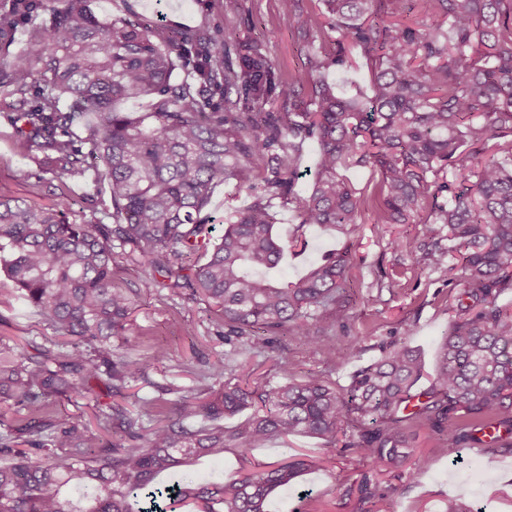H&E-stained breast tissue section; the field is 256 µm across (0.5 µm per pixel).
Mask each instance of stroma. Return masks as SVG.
<instances>
[{"label": "stroma", "instance_id": "1", "mask_svg": "<svg viewBox=\"0 0 512 512\" xmlns=\"http://www.w3.org/2000/svg\"><path fill=\"white\" fill-rule=\"evenodd\" d=\"M100 17H138L153 25L211 34H248L263 40L276 76L284 82L305 81L304 43L299 36L300 20L284 17L279 0H238V8L229 13L224 0H93ZM70 192L78 196L72 220L105 224L112 221L107 185L95 174L71 180L42 172L29 155L24 141L17 136L6 117L0 115V196L20 198L36 205H48L56 196ZM274 233L289 249L273 274L298 279L309 266L332 250L350 248L352 269L350 284L356 300L350 309L348 337L361 341L362 351L343 372L332 369L326 354L288 340L286 352L264 351L248 354L246 360L256 374L275 378L277 361L287 358L306 376H321L338 386L349 384L352 375L379 358L385 348L408 343L418 349L425 372L420 387H427L437 349L450 324L448 314V277L429 266L423 252L395 248L393 240L404 237L409 244L418 239L414 224H377L365 218L355 231L300 225L294 208L279 209ZM193 325L194 336H187L186 325ZM214 316L207 305L191 301L170 288L156 289L136 301L132 315L131 356L145 357L156 344L168 346L171 360L166 367L152 369L147 381L133 383L123 401L136 411L141 399L157 396L160 386L173 383L188 386L190 374L181 372L188 363L206 369L224 357V342L215 336ZM32 308L19 300L0 305V336L10 338L19 347L28 341L49 335ZM415 451L430 456L431 464L416 477L406 470L378 472L371 463L345 451L332 461L322 458L319 439L297 435L288 443H270L253 449L249 457L228 448L223 461L199 459L196 470L206 477L229 478L241 470L258 471L270 462L301 456L310 464L288 491L279 496L277 512H366L358 487L367 484L384 512H443L448 499L458 498L479 512H512V452L490 451L477 444L466 445L458 457L444 454L437 433L430 427L416 429ZM349 477L341 484L337 473ZM497 476L495 483L482 479L483 473Z\"/></svg>", "mask_w": 512, "mask_h": 512}]
</instances>
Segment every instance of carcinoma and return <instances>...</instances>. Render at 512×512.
Instances as JSON below:
<instances>
[{"label":"carcinoma","mask_w":512,"mask_h":512,"mask_svg":"<svg viewBox=\"0 0 512 512\" xmlns=\"http://www.w3.org/2000/svg\"><path fill=\"white\" fill-rule=\"evenodd\" d=\"M55 2L43 19L35 0L0 15V108L44 172L97 170L114 223L69 220L76 201L65 196L48 206L0 197L11 295L56 333L27 353L0 339V404L27 411L0 431V512H271L306 460L228 480L189 465L297 434L320 439L328 458L342 447L391 469L413 455V423L450 456L479 433L488 449L512 451V308L498 302L512 289V145L497 143L512 136V0H281L284 15L303 18L305 95L279 89L260 41L237 43L232 65L216 36L101 19L92 0ZM355 57L370 68V94L344 96L329 74ZM278 93L288 107L266 111ZM143 98L142 116L116 108ZM307 140L319 157L303 197ZM351 167L378 175L374 223L419 225L433 240L426 260L457 288L426 390H414L420 355L399 344L345 387L300 376L286 359L277 378L252 386L224 378L220 362L194 374L199 387L170 384L136 414L98 405L92 423L48 411L59 397H121L168 359L163 345L144 360L112 348L128 344L135 298L158 274L213 309L224 343L245 338L262 352L290 333L342 371L361 351L336 353L355 294L349 251L295 281L268 271L287 248L273 234L277 206L307 225L363 223L367 198L343 175ZM233 181L252 202L216 240L211 193ZM132 257L150 274L118 288L114 265ZM117 432L125 441L109 440Z\"/></svg>","instance_id":"cac0c4a2"}]
</instances>
